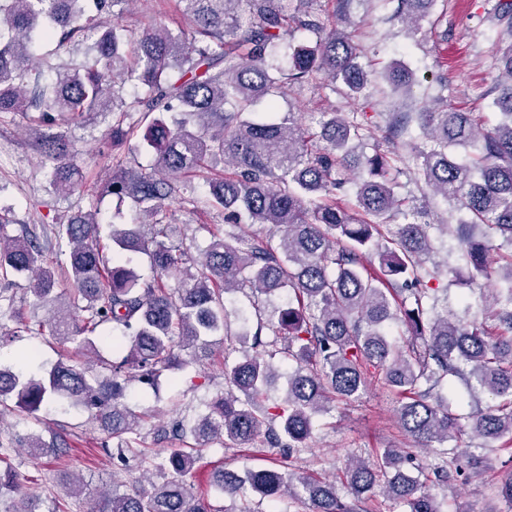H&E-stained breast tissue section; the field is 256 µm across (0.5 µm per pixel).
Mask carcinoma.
I'll return each instance as SVG.
<instances>
[{"label": "carcinoma", "instance_id": "cac0c4a2", "mask_svg": "<svg viewBox=\"0 0 512 512\" xmlns=\"http://www.w3.org/2000/svg\"><path fill=\"white\" fill-rule=\"evenodd\" d=\"M132 2L0 0V112L37 113L36 138L53 190L70 194L84 179L77 153L54 128L115 111L128 84L138 90L136 111L148 120L138 147L154 155L150 169L125 168L102 186L101 194L130 201L139 216L137 224H111L108 244L101 243L95 210L56 226L51 248L29 229L7 234L0 221V275L29 272L36 302L63 301L44 320L18 321V329L92 350L95 333L109 327L112 349L125 352L101 361L104 373L64 361L39 376L0 368V414L10 397L30 415L51 403L83 408L100 421L118 458L164 478L130 492L112 489L97 512H219L187 483L209 447L306 448L314 419L357 399L375 379L398 397L395 415L413 447L445 463L435 480L460 471L462 457L480 470L490 452L512 456V3L503 0L496 13L508 35L492 54L502 76L494 87L497 124L486 127L474 113L446 104L392 112L365 153L358 150L369 126L363 112H320L314 134L295 113L276 114L277 98L296 82L351 99L366 95L372 80L351 36L352 0H338L333 21L309 10L315 0H295L291 14L278 0H180L191 27L179 34L162 25L138 34L110 22ZM437 2L401 0L395 19L417 33ZM79 32L93 37L82 62L47 72L34 64L37 42L56 36L59 52ZM292 32L307 34V43L292 46ZM380 78L395 93L415 83L401 63ZM262 101L274 116L257 121L252 110ZM413 121L419 134L407 144ZM406 145L424 197L457 205L465 214L459 224H433L396 193L391 172L406 163ZM201 169L211 173L205 193L224 209V223L257 224L261 232L212 230L195 263L159 215ZM392 215L402 223L387 224ZM440 236L457 242L458 266L433 259ZM132 253L149 256L151 278L130 267ZM64 267L70 286L63 289L58 269ZM444 273L468 286L480 276L495 279L472 320L437 311V292L448 289L428 283ZM170 279L177 287H169ZM245 289L266 297L286 291L288 304L258 325L254 353L224 360L228 391L194 422L179 424L182 447L148 452L124 404L126 383L153 388L189 364L183 352L194 361L211 355L209 337L232 336L224 295ZM392 324L405 327L411 341L393 339ZM265 328L274 340L260 339ZM277 357L290 371L284 401L272 404ZM453 378L496 403L454 413L445 396ZM67 449L59 433L27 438L33 457ZM412 459L407 448H383L350 461L346 495L334 482L301 478L302 493L291 498L306 499L312 512H361L363 495L382 477L386 497L404 512H444L447 501L431 491L422 468L409 473ZM497 485L511 510L512 470ZM290 486L291 477L276 467L242 477L220 469L212 483L241 500L238 512H252L246 490L280 500Z\"/></svg>", "mask_w": 512, "mask_h": 512}]
</instances>
